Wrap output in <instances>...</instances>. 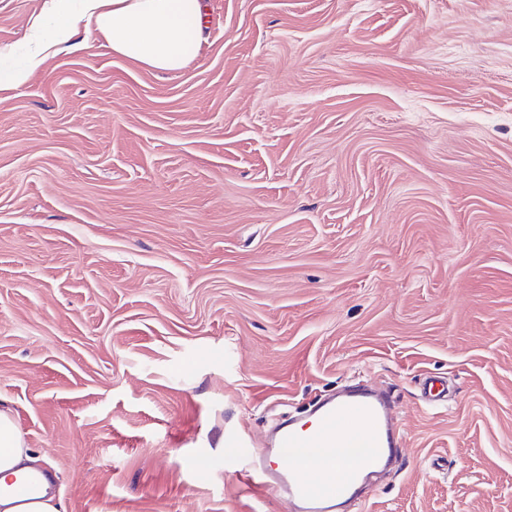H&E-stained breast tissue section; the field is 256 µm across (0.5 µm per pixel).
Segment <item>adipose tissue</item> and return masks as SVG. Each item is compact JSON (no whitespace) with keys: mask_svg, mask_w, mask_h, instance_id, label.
Returning <instances> with one entry per match:
<instances>
[{"mask_svg":"<svg viewBox=\"0 0 512 512\" xmlns=\"http://www.w3.org/2000/svg\"><path fill=\"white\" fill-rule=\"evenodd\" d=\"M47 9L53 24L33 23L20 56L0 51V93L23 86L50 56L83 49L91 31L116 54L160 72L181 70L200 51L202 0H48ZM37 463L11 411L0 407V512H23L5 486Z\"/></svg>","mask_w":512,"mask_h":512,"instance_id":"ef3b65f1","label":"adipose tissue"}]
</instances>
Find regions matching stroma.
Returning <instances> with one entry per match:
<instances>
[{"label":"stroma","instance_id":"35a3bbf8","mask_svg":"<svg viewBox=\"0 0 512 512\" xmlns=\"http://www.w3.org/2000/svg\"><path fill=\"white\" fill-rule=\"evenodd\" d=\"M203 2L180 71L93 32L0 104V406L58 512H293L269 425L357 383L402 445L349 512H512V0Z\"/></svg>","mask_w":512,"mask_h":512}]
</instances>
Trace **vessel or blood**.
<instances>
[{
	"mask_svg": "<svg viewBox=\"0 0 512 512\" xmlns=\"http://www.w3.org/2000/svg\"><path fill=\"white\" fill-rule=\"evenodd\" d=\"M397 446L387 401L368 391L349 392L321 402L313 421L273 430L266 450L284 464L267 468L261 482L282 489L302 512H336L341 499L355 494L359 480L392 461ZM40 491L36 475L12 487L23 505L37 502Z\"/></svg>",
	"mask_w": 512,
	"mask_h": 512,
	"instance_id": "1",
	"label": "vessel or blood"
}]
</instances>
